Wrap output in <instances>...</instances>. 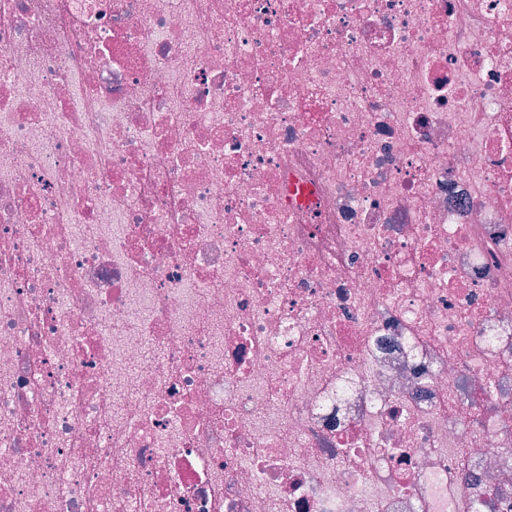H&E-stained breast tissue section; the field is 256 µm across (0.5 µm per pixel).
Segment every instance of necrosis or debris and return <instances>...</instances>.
I'll use <instances>...</instances> for the list:
<instances>
[{"label":"necrosis or debris","mask_w":512,"mask_h":512,"mask_svg":"<svg viewBox=\"0 0 512 512\" xmlns=\"http://www.w3.org/2000/svg\"><path fill=\"white\" fill-rule=\"evenodd\" d=\"M512 512V0H0V512Z\"/></svg>","instance_id":"1"}]
</instances>
